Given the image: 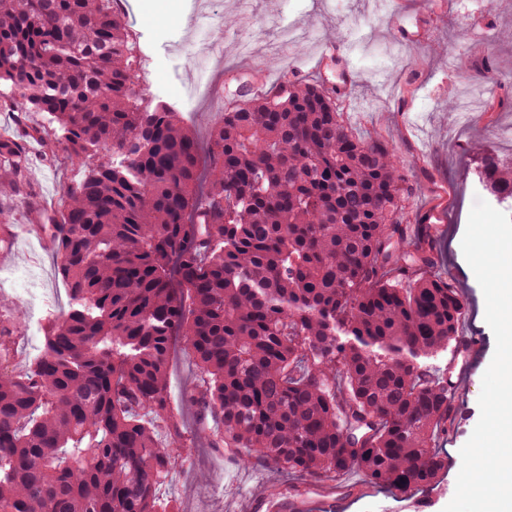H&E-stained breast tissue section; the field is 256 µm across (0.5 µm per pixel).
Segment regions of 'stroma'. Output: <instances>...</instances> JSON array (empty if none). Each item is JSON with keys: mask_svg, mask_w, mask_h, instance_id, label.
<instances>
[{"mask_svg": "<svg viewBox=\"0 0 512 512\" xmlns=\"http://www.w3.org/2000/svg\"><path fill=\"white\" fill-rule=\"evenodd\" d=\"M125 15L142 49V88L146 103L165 104L178 112L200 143H208L211 127L220 120L216 107L237 98L233 76L246 80L255 94L270 91L285 73L304 80L327 79L348 86L344 119L361 137H383L416 187L410 212L420 234L433 240L437 252L435 276L455 283L468 298L471 313L464 327L474 342L469 377L456 393L458 413L452 430L440 443L448 470L434 489L410 497L368 484L350 468L340 479L300 478L263 464L245 466L232 451L217 452L211 438L198 434V412L180 404L181 394L199 386L201 374L183 347L172 354L170 392L178 400L182 429L192 444V465L174 468L157 488L160 498L176 501L181 512H257L260 502L284 491H311L341 483L363 485L349 512H443L454 496L460 470V450L480 417L478 398L482 377L495 350V338L485 321V300L466 262L461 240L475 199L491 201L479 181L475 159L467 145L490 130L512 125V99L496 112L476 113L457 139H449L453 115L448 96L473 82L455 70L457 45L464 36L483 34L498 50L503 79L512 78V0H500L491 14L479 15L477 0H216L233 27L196 16L194 0L164 21L154 20L149 0H127ZM257 31L249 54L236 50V38ZM339 38V53L322 57L328 32ZM36 112L0 107V132H31L40 150L31 157L32 175L22 196L0 195V214L8 234L0 237V316L17 318L0 365L26 372L43 348V332L32 331L22 291L36 289L63 315L70 306L67 289L56 269L50 238L43 228L60 222L64 187L82 171L70 162L64 143L35 135L45 125ZM50 207L42 223L29 217L34 198Z\"/></svg>", "mask_w": 512, "mask_h": 512, "instance_id": "35a3bbf8", "label": "stroma"}]
</instances>
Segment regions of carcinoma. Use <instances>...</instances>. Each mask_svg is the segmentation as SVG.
Returning <instances> with one entry per match:
<instances>
[{
  "label": "carcinoma",
  "mask_w": 512,
  "mask_h": 512,
  "mask_svg": "<svg viewBox=\"0 0 512 512\" xmlns=\"http://www.w3.org/2000/svg\"><path fill=\"white\" fill-rule=\"evenodd\" d=\"M459 68L489 78L492 55ZM112 0H0V82L84 176L50 225L70 309L23 374L0 368V512H179L156 486L186 465L169 391L178 343L206 384L182 394L216 445L301 477L361 469L408 495L448 468L456 407L427 360L462 345L467 300L429 274L410 178L355 136L320 81L243 93L201 146L142 97ZM494 193L512 190L476 143ZM0 134V191L28 175ZM167 429L162 443L155 424Z\"/></svg>",
  "instance_id": "1"
}]
</instances>
